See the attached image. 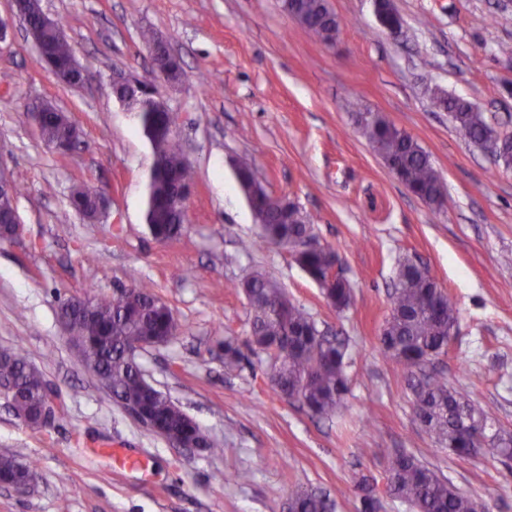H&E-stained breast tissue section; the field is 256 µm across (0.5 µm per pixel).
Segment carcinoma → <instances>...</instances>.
I'll list each match as a JSON object with an SVG mask.
<instances>
[{
	"label": "carcinoma",
	"mask_w": 512,
	"mask_h": 512,
	"mask_svg": "<svg viewBox=\"0 0 512 512\" xmlns=\"http://www.w3.org/2000/svg\"><path fill=\"white\" fill-rule=\"evenodd\" d=\"M288 6L318 40L339 38L341 22L330 10L328 0H283V7ZM18 7L24 14L26 31L45 49V64L62 75L65 84H73L77 76L70 68L71 46L42 27L41 0H20ZM378 8L384 27L401 28L402 19L392 0H378ZM433 104L450 113L456 133L475 146L495 132L484 114L463 99L436 91ZM138 119L153 154L144 220L153 239L166 243L179 237L184 228L183 215L172 204L174 183H191L193 169L177 137L161 132L175 124L171 113L142 107ZM35 120L40 138L49 148L65 141L76 143L81 138L77 122L51 105L38 112ZM356 124L372 149L386 166L397 171L410 192L430 206L446 203L444 182L430 155L414 137L378 112L356 113ZM254 179L251 164L237 161L236 180L243 193H250ZM95 195L94 191L78 187L71 193L70 205L84 218L94 221ZM15 202L12 195L0 197V236L5 239L9 238V219L16 210ZM257 210L263 219L259 237L242 242V249L248 252L256 244L287 248L300 268L320 286L327 303L338 312L348 309L352 302L350 285L342 276L331 284L326 281L333 255L329 249L308 246L306 238L312 234L313 225L302 208L294 202L288 203L286 209L281 208L266 197L258 202ZM268 283L269 279L259 272L243 283L251 313L252 351L265 364L270 384L278 395L287 399L296 392L313 415L330 417L336 414L349 390L348 345L338 337L323 335L303 306L288 298L283 289L267 287ZM91 301L94 313L90 320L76 308L71 297L61 302L59 315L69 319V342L83 346L86 368L111 392L112 399L118 404L139 405L160 428L188 444L212 453L221 452L180 406L144 382L136 356L131 354L141 344L178 331L172 309L141 281L118 288L110 296L93 295ZM456 324L455 307L428 269L409 261L402 263L392 309L380 336L385 355L411 370L427 356L448 349V339ZM243 360L241 347L225 339V368H237ZM0 379L16 388L14 408L18 414L32 418L42 408L44 377L23 353L12 352L0 361ZM420 401L417 419L448 453L458 457L473 454L477 448L474 434L481 431L490 447L512 459V434L494 428V414L465 400L448 387L442 375L429 377ZM24 471L31 468L12 455H0L1 477L9 476L16 481ZM385 487L390 496L408 503L414 512H484L480 500L460 493L448 480L406 453L390 456ZM334 509L335 500L301 490L294 495L291 512Z\"/></svg>",
	"instance_id": "obj_1"
}]
</instances>
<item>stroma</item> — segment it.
Returning a JSON list of instances; mask_svg holds the SVG:
<instances>
[{
  "instance_id": "stroma-1",
  "label": "stroma",
  "mask_w": 512,
  "mask_h": 512,
  "mask_svg": "<svg viewBox=\"0 0 512 512\" xmlns=\"http://www.w3.org/2000/svg\"><path fill=\"white\" fill-rule=\"evenodd\" d=\"M329 2L343 24L332 47L282 0H41L87 71L77 87L38 61L13 0H0V167L19 188L24 226L21 238L0 241V351L23 349L58 403L53 424L34 429L0 398V454L37 475L27 492L0 486V512H289L297 490L340 487L335 512H360L365 481L377 512H410L385 493L395 452L487 512H512V465L487 447L468 458L442 448L416 418L407 369L379 342L400 262L421 261L458 312L435 369L512 432V170L460 139L430 102L441 89L512 133V55L501 52L512 47V0H393L403 20L394 35L372 0ZM145 30L181 58L178 82L153 80ZM117 77L152 81L194 168L184 230L166 243L144 224L152 151L113 95ZM42 100L78 122L76 149L40 140L27 111ZM366 108L428 152L447 188L446 212L413 196L361 136L354 114ZM233 158L309 214L351 286L349 309L329 306L287 249L242 250L258 227ZM80 186L110 198L96 222L69 205ZM256 271L346 340L350 391L331 418L282 399L259 363L225 368V337L250 338L242 283ZM135 278L179 324L168 344L137 360L221 455L179 451L143 427L62 333V300L109 295ZM242 470L248 481L237 480Z\"/></svg>"
}]
</instances>
